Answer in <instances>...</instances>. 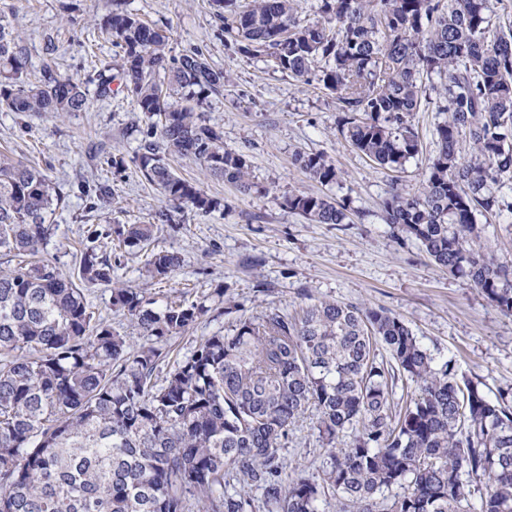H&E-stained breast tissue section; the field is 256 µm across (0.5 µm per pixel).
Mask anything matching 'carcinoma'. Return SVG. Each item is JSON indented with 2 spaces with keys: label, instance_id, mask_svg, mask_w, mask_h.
<instances>
[{
  "label": "carcinoma",
  "instance_id": "carcinoma-1",
  "mask_svg": "<svg viewBox=\"0 0 512 512\" xmlns=\"http://www.w3.org/2000/svg\"><path fill=\"white\" fill-rule=\"evenodd\" d=\"M489 2L319 0L320 18L304 21L297 0H224V34L334 94L339 134L381 167L401 169L422 151L415 113L447 115L421 187L394 191L384 218L512 315V263L487 252L478 223L512 210V15ZM100 29L123 46V90L150 121L136 157L143 178L169 202L219 207L165 165L164 146L255 190L246 155L224 149L201 111L223 95L224 73L199 51L169 54L168 31L126 10ZM89 105L82 83L48 66L29 81L0 25L1 110ZM295 162L322 184L340 178L320 154ZM65 199L47 174L0 155V512H256L255 491L268 512H512V391L491 396L458 379L400 317L339 301L243 318L160 378L168 340L208 307L156 305L113 278L108 250L114 236L120 247L149 246L170 212L154 224L88 229L71 276L41 257ZM286 203L313 224L351 223L347 206L326 196ZM179 264L153 252L145 273L160 280ZM92 287L110 291L138 336L92 310ZM398 374L412 384L399 405L389 390ZM308 418L320 463L290 475L281 450Z\"/></svg>",
  "mask_w": 512,
  "mask_h": 512
}]
</instances>
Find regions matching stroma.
Listing matches in <instances>:
<instances>
[{
  "instance_id": "35a3bbf8",
  "label": "stroma",
  "mask_w": 512,
  "mask_h": 512,
  "mask_svg": "<svg viewBox=\"0 0 512 512\" xmlns=\"http://www.w3.org/2000/svg\"><path fill=\"white\" fill-rule=\"evenodd\" d=\"M119 9L168 29L169 48L201 49L224 74V94L203 109L223 135L225 149L243 153L255 193L244 195L210 176L193 159L166 150L165 163L220 202L202 213L174 210L159 228L155 249L178 253L168 278L149 279L144 253L112 260L115 279L162 301L187 296L208 311L173 336L171 355L184 356L204 337L227 334L240 318L277 307L291 311L317 301L375 307L399 316L437 361H452L458 376L482 383L489 394L512 389V316L501 313L471 283L436 266L420 244L381 218L393 187L417 190L436 146L432 130L441 117L418 112L413 123L423 151L399 170L383 168L354 150L337 132L334 95L306 86L271 63L244 56L224 35L222 0H0V24L13 30L28 75L51 67L83 81L91 97L83 112L25 116L0 111V151L61 183L63 208L47 250L63 272L76 271L89 227L150 224L167 202L136 166L146 117L122 89L124 51L97 31ZM112 94L96 88L102 69ZM317 153L341 174L328 185L309 179L294 164L296 153ZM112 188L106 206L89 210L88 183ZM329 196L352 211L349 224H311L288 209L295 193ZM320 446L309 426L296 429L283 449L289 471H314Z\"/></svg>"
}]
</instances>
